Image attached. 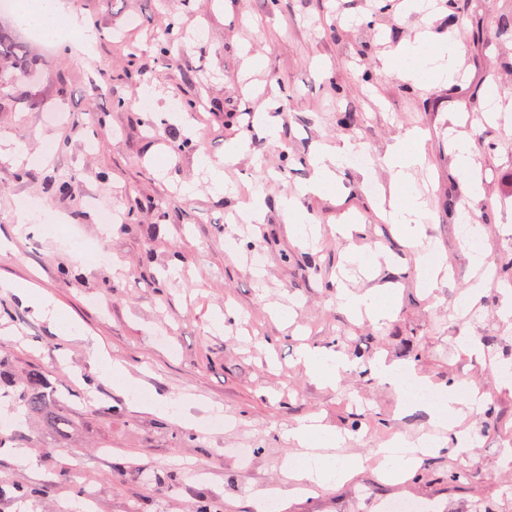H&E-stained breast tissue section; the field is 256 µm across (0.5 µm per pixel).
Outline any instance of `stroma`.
<instances>
[{
    "instance_id": "1",
    "label": "stroma",
    "mask_w": 512,
    "mask_h": 512,
    "mask_svg": "<svg viewBox=\"0 0 512 512\" xmlns=\"http://www.w3.org/2000/svg\"><path fill=\"white\" fill-rule=\"evenodd\" d=\"M62 2L101 23L93 53L73 43L47 46L12 18L0 19L45 71L68 76L65 96L42 82L0 107V141L47 154L28 172L0 161V280L51 293L72 327L61 335L58 324L0 289V353L13 367L41 371L49 399L73 422L62 432L25 423L10 433L9 450L0 449V512H67L84 485L97 490L96 512H190L203 500L223 512H252L256 491L287 488L296 452L289 432L311 416L339 431L343 454L364 465L349 481L292 498L288 512H376L377 503L398 497L435 512H470L474 501L499 500L512 485L499 459L512 455V388L493 373L512 364V318L500 314L508 282L493 279L467 300L476 272L448 203H465L494 266L512 264V241L504 238L512 227V39L489 42L476 29L511 15L512 0H434L422 10L406 0H280L276 9L270 0ZM457 6L468 9L461 26L449 21ZM173 17L188 34L176 66L162 63L155 48ZM425 31L463 44L454 83L417 85L387 67L399 44ZM145 84L200 108L150 116L140 99ZM258 108L265 124L253 121ZM347 113L354 125H342ZM102 117L111 128L103 142L93 137ZM270 126L277 139L267 136ZM412 129L423 133L426 155L411 171L429 209L419 248L377 207L392 196L384 160ZM183 135L194 148L179 149ZM454 136L475 146L479 195L455 168ZM241 140L248 149L225 170L228 191L211 193L201 158L223 159L226 146ZM346 142L369 148L372 164L346 165L337 187L300 196L309 225L296 234L281 197L313 178L307 158L319 145ZM254 190L266 203L255 228L236 220ZM21 201L60 218L65 236L17 224ZM106 209L120 223L102 226ZM350 219L363 231L349 242L336 227ZM228 237L237 238L236 252L226 251ZM100 245L103 261L93 254ZM352 247L377 254V265L351 263ZM256 253L265 262L259 276L250 263ZM430 253L448 274L427 288L416 270ZM383 285L395 291L393 310L376 322L354 319L337 299L342 288ZM272 302L296 304L290 324L267 313ZM464 336L477 352L462 350ZM100 342L127 368V386L107 377ZM304 344L383 354L435 383L476 386L484 403L458 425L472 438L469 481L449 484L459 453L448 447L423 457L417 475L381 481L376 450L431 431L423 406L402 403L360 363L324 385L299 361ZM137 388L186 403L197 425L151 411L134 398ZM215 408L229 426L210 427ZM355 413L365 417L356 430ZM18 448L28 449L29 462L16 458ZM239 448L250 449L248 462L236 456ZM22 479L39 493L16 498L12 485Z\"/></svg>"
}]
</instances>
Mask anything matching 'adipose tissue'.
<instances>
[{
	"instance_id": "1",
	"label": "adipose tissue",
	"mask_w": 512,
	"mask_h": 512,
	"mask_svg": "<svg viewBox=\"0 0 512 512\" xmlns=\"http://www.w3.org/2000/svg\"><path fill=\"white\" fill-rule=\"evenodd\" d=\"M27 23L47 39L59 37L68 31H79L83 34L85 45H92L95 40L93 33L84 31L78 14L66 10L60 0H40L39 6L28 14ZM462 52L463 47L459 42H435L425 36L416 43L398 45L393 57L407 78L431 79L446 84L453 82L455 61ZM419 140V132L408 133L405 141L385 159L401 192L400 204L391 212L390 219L392 223L401 225L403 235L412 247L419 246L420 226L427 218L424 202L408 185L406 178L407 170L426 161L418 147ZM354 149V144L347 142L317 152L311 159L314 176L308 186L309 191L321 193L332 188L337 181V168L342 167ZM476 396V389L469 385L446 388L444 401L432 404L429 412L433 424L448 429L447 439L432 436L421 439L417 444L406 438L394 439L392 447L378 451L379 476L388 481L406 480L416 470L421 455L431 453L445 442L461 450L467 448L470 439L467 434L455 431V418L460 406L472 405ZM291 438L299 447L308 449L311 463L306 467L290 465L288 489L275 488L256 493L252 499L255 512H263L267 500L271 498L278 499L284 505L291 497L309 488H332L352 478L363 465L359 458L333 455V448L340 442L339 435L333 429L313 423L302 424L292 431Z\"/></svg>"
}]
</instances>
